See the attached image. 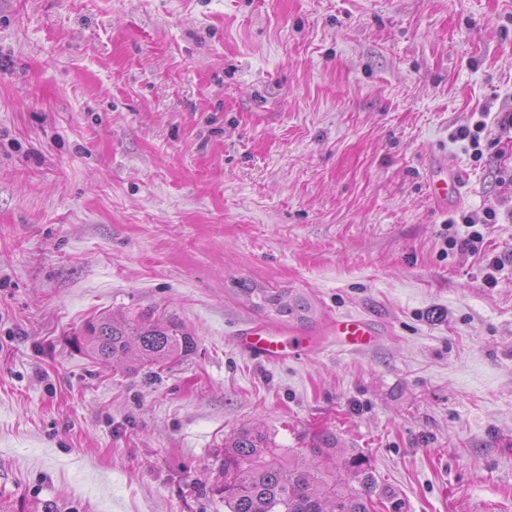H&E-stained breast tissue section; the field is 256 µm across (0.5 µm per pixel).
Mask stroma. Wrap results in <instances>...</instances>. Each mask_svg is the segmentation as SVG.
Masks as SVG:
<instances>
[{"mask_svg":"<svg viewBox=\"0 0 512 512\" xmlns=\"http://www.w3.org/2000/svg\"><path fill=\"white\" fill-rule=\"evenodd\" d=\"M509 114L512 0H0V512H227L245 425L335 431L381 512H512ZM434 158L464 177L444 212ZM237 279L305 294L280 327L313 353L243 354L268 319ZM112 314L197 347L96 362ZM342 314L375 343L341 350Z\"/></svg>","mask_w":512,"mask_h":512,"instance_id":"35a3bbf8","label":"stroma"}]
</instances>
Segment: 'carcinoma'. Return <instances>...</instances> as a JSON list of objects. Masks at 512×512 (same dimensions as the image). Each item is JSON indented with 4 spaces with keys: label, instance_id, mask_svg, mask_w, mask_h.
<instances>
[{
    "label": "carcinoma",
    "instance_id": "1",
    "mask_svg": "<svg viewBox=\"0 0 512 512\" xmlns=\"http://www.w3.org/2000/svg\"><path fill=\"white\" fill-rule=\"evenodd\" d=\"M236 295L257 313L304 324L313 307L303 295L248 280ZM83 344L99 361L128 359L162 369L196 347L193 336L172 322L149 316L119 320L105 315L88 323ZM303 452L283 453L268 436L243 427L224 443V506L228 512H377L374 479L365 458L338 448L336 433H320Z\"/></svg>",
    "mask_w": 512,
    "mask_h": 512
}]
</instances>
